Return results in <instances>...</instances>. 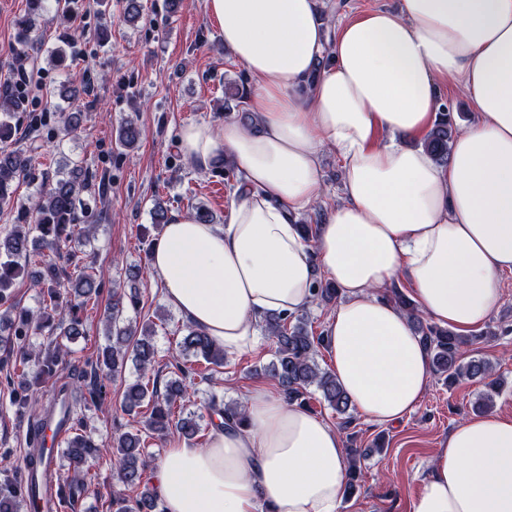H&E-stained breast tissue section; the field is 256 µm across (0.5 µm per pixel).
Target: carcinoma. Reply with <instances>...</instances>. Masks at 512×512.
<instances>
[{"mask_svg": "<svg viewBox=\"0 0 512 512\" xmlns=\"http://www.w3.org/2000/svg\"><path fill=\"white\" fill-rule=\"evenodd\" d=\"M47 0H29L25 13L17 20L18 42L25 53L41 50L35 32L39 19L46 9ZM247 90L242 82H230L224 87V110L231 112L242 106ZM19 106L13 97L0 95V143H6L14 135L8 120L11 112ZM64 131L72 133L81 126L83 110L73 106L59 113ZM457 123L452 110L439 114L422 141V146L440 164L448 161V152ZM140 138V130L132 121L121 125L118 133L119 145L132 150ZM36 148L7 147L0 150V204L11 201L13 185L32 166ZM93 175L83 166L75 164L62 177H56L40 192L31 207L17 214V224L11 232L0 239V354L14 367L26 371L29 364L36 366L33 385L46 386L56 383L62 357L70 353L69 343L85 335L82 315L88 301L100 294V280L88 261L86 246L95 233V226L87 225L76 231L77 206L80 195L88 190ZM44 267L42 275L36 277V285L43 295L42 307L37 311H13L10 305L12 288L16 279L32 260ZM74 289L75 295L83 298L79 303L63 300L61 289ZM338 289L332 282H318L314 303L328 307L336 304ZM391 299L404 310L413 326L420 333L430 354L434 373L448 385L463 379L484 383L486 390L478 399L477 409L484 413L494 406V395L498 394L504 380L496 376L490 362L468 357V347L485 336L496 332L485 331L477 336H465L436 324L426 323L415 305L397 288L391 289ZM138 292L121 294L112 291V305L107 315L108 344L97 349L87 358L84 368L76 377V386H86V378H93L88 387L92 403H99L106 396V385L99 382V371L106 369L112 375L122 373L128 361L135 362L138 379L129 383L123 391V407L131 412L145 409L143 427L120 432L106 444L95 443L84 417H74L72 432L65 441L61 456L67 463V480L70 494L59 497L58 506L71 503L82 493L91 478L94 464L109 458L115 461V479L127 489H136L138 494L127 497L112 494V512H164L155 490L145 482L146 448L148 439H161L176 432L188 441L197 439L203 430L204 416L186 406L188 388L210 383L211 367L224 366V349L215 345L206 333L191 324L182 328L174 356L176 378L160 385V370L155 368L156 349L153 343L156 323H127L124 313L127 307L139 309ZM51 328L53 339L47 344L49 351L42 353L30 346L17 343V339ZM264 332L275 346L274 360L264 368L281 387L284 398L290 404L310 408L309 389L315 388L327 405L344 416V425L353 423L347 416L351 406L349 397L336 380V376L321 368L316 360L325 337L316 336L308 329L307 315L291 317L269 316L264 319ZM11 404L24 415L34 418L40 414L37 395L12 396ZM209 422L213 416L220 417V426L237 427L244 423L245 416L240 404H224L209 398L206 404ZM363 452L357 448L347 449L348 474L344 494L350 495L356 481L362 476ZM28 504V489L23 477L0 486V512H21Z\"/></svg>", "mask_w": 512, "mask_h": 512, "instance_id": "cac0c4a2", "label": "carcinoma"}]
</instances>
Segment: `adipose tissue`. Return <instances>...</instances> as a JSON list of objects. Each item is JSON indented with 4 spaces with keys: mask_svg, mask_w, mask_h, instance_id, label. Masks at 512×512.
I'll return each instance as SVG.
<instances>
[{
    "mask_svg": "<svg viewBox=\"0 0 512 512\" xmlns=\"http://www.w3.org/2000/svg\"><path fill=\"white\" fill-rule=\"evenodd\" d=\"M225 48L254 80L253 122L186 125L181 152L230 156L244 185L223 224L174 215L149 257L165 301L226 354L257 350L261 322L310 307L318 272L340 300L325 352L358 415L403 419L431 382L428 354L383 292L409 281L418 310L466 334L488 320L512 271V0H400L328 37L317 0H206ZM474 112L439 165L411 138L441 90ZM344 168L342 198L314 245L297 222L322 195L320 157ZM245 423L172 443L154 470L165 512H340L339 431L260 387ZM412 512H512V418L460 421L427 466Z\"/></svg>",
    "mask_w": 512,
    "mask_h": 512,
    "instance_id": "ef3b65f1",
    "label": "adipose tissue"
}]
</instances>
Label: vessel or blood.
I'll return each instance as SVG.
<instances>
[{
	"label": "vessel or blood",
	"instance_id": "1",
	"mask_svg": "<svg viewBox=\"0 0 512 512\" xmlns=\"http://www.w3.org/2000/svg\"><path fill=\"white\" fill-rule=\"evenodd\" d=\"M69 396H59L54 412L39 433V442L44 450L43 460L33 468H24L23 476L36 498L39 507H46L48 499L58 498L60 477L57 468L59 447L70 433L73 424Z\"/></svg>",
	"mask_w": 512,
	"mask_h": 512
}]
</instances>
